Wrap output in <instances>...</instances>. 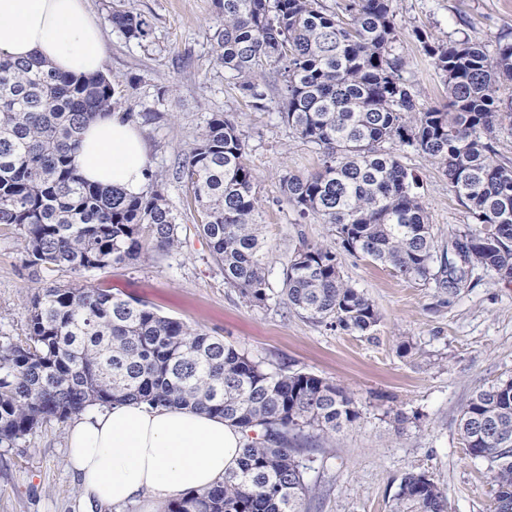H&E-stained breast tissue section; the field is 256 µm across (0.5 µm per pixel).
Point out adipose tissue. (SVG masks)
I'll return each mask as SVG.
<instances>
[{"label": "adipose tissue", "instance_id": "adipose-tissue-1", "mask_svg": "<svg viewBox=\"0 0 512 512\" xmlns=\"http://www.w3.org/2000/svg\"><path fill=\"white\" fill-rule=\"evenodd\" d=\"M0 53L39 57L60 72L89 76L104 66L100 25L88 0H0ZM93 183L140 194L148 156L135 125L121 114L98 117L76 154ZM241 430L190 409L128 403L91 407L70 423L66 462L84 501L119 507L149 493L154 504L207 491L237 464Z\"/></svg>", "mask_w": 512, "mask_h": 512}]
</instances>
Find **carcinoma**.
Segmentation results:
<instances>
[{
	"label": "carcinoma",
	"instance_id": "1",
	"mask_svg": "<svg viewBox=\"0 0 512 512\" xmlns=\"http://www.w3.org/2000/svg\"><path fill=\"white\" fill-rule=\"evenodd\" d=\"M215 59L257 110L273 102L300 139L319 147L320 168L288 175L280 188L305 217L331 226L342 248L405 279L434 280L450 294L476 268L512 280V161L498 134L512 129V40L494 55L466 36L418 40L441 76L448 102L417 108L407 62L397 50L390 0H216ZM110 22L141 41L148 22L115 10ZM120 80L75 77L38 58L0 54V224L20 231L26 262L80 275L137 261L144 241L177 247L179 217L148 172L138 196L85 181L75 164L83 130L119 104ZM410 147L439 165L472 223L435 243L418 177L385 144ZM176 178L201 215L200 234L224 284L250 304L271 300L259 196L245 139L216 113ZM281 296L312 321L366 335L381 314L346 281L336 250L302 245L283 268ZM27 332L0 344V446L43 424H64L91 406L133 403L189 408L241 429L235 468L205 492L162 512H304L307 465L289 436H329L359 418L353 395L319 376L270 370L245 353L147 303L80 284L42 288L26 310ZM458 431L489 473L494 512H512V379L476 390ZM393 512H447L425 472L402 477Z\"/></svg>",
	"mask_w": 512,
	"mask_h": 512
}]
</instances>
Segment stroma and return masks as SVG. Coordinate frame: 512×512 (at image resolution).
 Returning <instances> with one entry per match:
<instances>
[{
	"label": "stroma",
	"mask_w": 512,
	"mask_h": 512,
	"mask_svg": "<svg viewBox=\"0 0 512 512\" xmlns=\"http://www.w3.org/2000/svg\"><path fill=\"white\" fill-rule=\"evenodd\" d=\"M116 7L144 16L149 38L130 41L112 27ZM89 8L104 34L103 72L119 79L125 94L119 111L140 129L151 169L181 214L180 244L147 251L132 266L78 277L26 264L17 229L0 224V342L23 337L31 297L51 283L76 281L141 299L269 368L314 374L355 397L354 424L295 441L308 466L306 512H392L400 480L412 469L428 472L444 490L447 512H491L486 467L467 455L457 419L474 390L512 378V282L477 269L470 288L453 296L342 250L345 279L382 315L374 331H332L289 309L279 295L289 254L304 243H337L328 225L301 217L280 191L284 176L318 170L319 147L294 135L276 109L258 110L240 98L213 53L215 0H89ZM392 9L397 47L409 61L405 76L423 111L443 104L447 90L416 30L432 42L467 35L492 46L499 37L512 39V0H392ZM215 112L243 131L261 198L258 222L275 293L263 308L225 286L188 189L172 176ZM400 159L423 183L436 240L447 241L469 223L466 209L430 159L413 150ZM403 341L411 343L409 353L399 352ZM399 413L406 417L401 425L394 421ZM65 437V426L51 422L15 447H0V512H113L82 500L66 465Z\"/></svg>",
	"instance_id": "obj_1"
}]
</instances>
